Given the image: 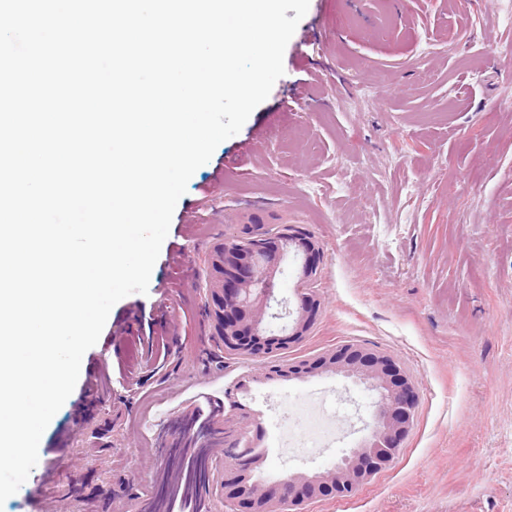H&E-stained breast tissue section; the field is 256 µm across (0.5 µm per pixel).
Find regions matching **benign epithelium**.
<instances>
[{"label": "benign epithelium", "mask_w": 512, "mask_h": 512, "mask_svg": "<svg viewBox=\"0 0 512 512\" xmlns=\"http://www.w3.org/2000/svg\"><path fill=\"white\" fill-rule=\"evenodd\" d=\"M292 251L303 255V278L314 279L321 253L291 224L258 231L247 226L237 235L224 237L210 253L208 307L225 355L261 362L301 341L315 320L319 302L306 291L300 295L299 319L292 331L275 332L263 324L261 306L273 296L275 270ZM325 369L343 371L376 392L370 435L327 471L264 481L255 476L259 455L238 458L240 442L251 438L253 422L232 393H225L229 410L238 418H225L224 447L211 448L209 453L225 461L216 479L224 503L233 506L234 512H307L306 505L315 499L353 495L392 464L409 432L418 399L404 369L388 355L347 344L311 360L282 363L276 373L264 369L262 375L299 379Z\"/></svg>", "instance_id": "7a95c632"}]
</instances>
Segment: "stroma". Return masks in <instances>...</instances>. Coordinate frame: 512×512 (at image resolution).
<instances>
[{
  "instance_id": "1",
  "label": "stroma",
  "mask_w": 512,
  "mask_h": 512,
  "mask_svg": "<svg viewBox=\"0 0 512 512\" xmlns=\"http://www.w3.org/2000/svg\"><path fill=\"white\" fill-rule=\"evenodd\" d=\"M283 63L191 177L147 294L114 305L0 512H144L175 425L241 380L264 477L326 471L367 437L365 385L267 379L218 347L207 257L255 212L322 255L313 281L292 255L276 273L273 328L298 319L299 288L321 302L278 359L358 345L419 394L393 463L308 512H512V0H310ZM310 405L334 437L289 457Z\"/></svg>"
}]
</instances>
